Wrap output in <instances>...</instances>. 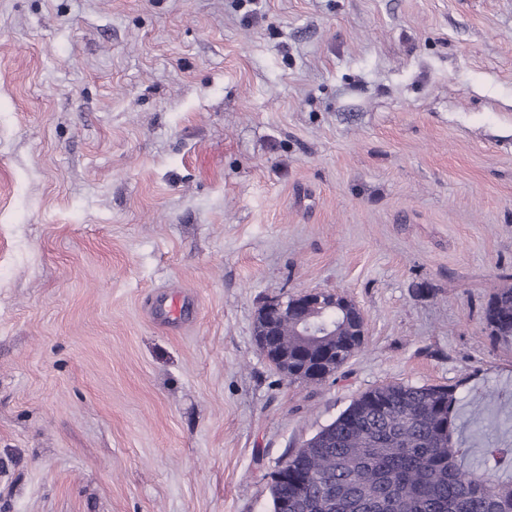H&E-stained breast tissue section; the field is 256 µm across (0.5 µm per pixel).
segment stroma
I'll return each instance as SVG.
<instances>
[{
    "label": "stroma",
    "mask_w": 512,
    "mask_h": 512,
    "mask_svg": "<svg viewBox=\"0 0 512 512\" xmlns=\"http://www.w3.org/2000/svg\"><path fill=\"white\" fill-rule=\"evenodd\" d=\"M509 283L512 0H0V512H270L388 383L453 388L476 463ZM302 290L366 323L314 386L254 341ZM481 316L496 341H512V286L497 288L481 304ZM148 307L154 318L163 321L177 319L184 312L181 298L165 290L155 292L149 299Z\"/></svg>",
    "instance_id": "stroma-1"
}]
</instances>
